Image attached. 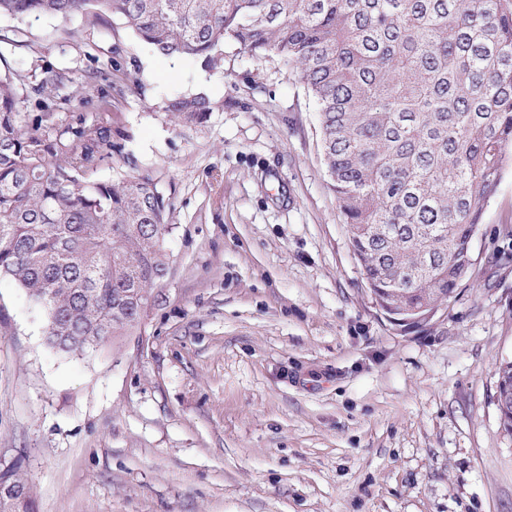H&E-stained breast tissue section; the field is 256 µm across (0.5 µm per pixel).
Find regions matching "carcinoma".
<instances>
[{
    "instance_id": "carcinoma-1",
    "label": "carcinoma",
    "mask_w": 512,
    "mask_h": 512,
    "mask_svg": "<svg viewBox=\"0 0 512 512\" xmlns=\"http://www.w3.org/2000/svg\"><path fill=\"white\" fill-rule=\"evenodd\" d=\"M0 16L112 17L155 53L219 61L231 42L295 71L319 113L323 157L366 282L399 318L447 301L512 157V0H0ZM18 74L0 72V276L46 313L63 352L127 336L170 272L168 207L157 182L91 177L112 151V115L57 127L29 116ZM211 110L170 101L182 127ZM496 399L512 433V362ZM25 490L20 461L0 482Z\"/></svg>"
}]
</instances>
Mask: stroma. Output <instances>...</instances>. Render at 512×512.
Here are the masks:
<instances>
[{
  "mask_svg": "<svg viewBox=\"0 0 512 512\" xmlns=\"http://www.w3.org/2000/svg\"><path fill=\"white\" fill-rule=\"evenodd\" d=\"M26 111L112 103L102 180L151 176L170 272L139 327L64 353L0 277V454L38 512H512V162L472 267L422 325L376 307L329 185L318 114L277 58L155 54L119 20L0 16ZM64 73L59 85L50 74ZM202 93L207 121L167 104ZM167 110L176 125L188 127L204 123L211 107L208 97L197 93L174 98L170 101ZM496 399L504 429L512 433V362L501 365L498 371Z\"/></svg>",
  "mask_w": 512,
  "mask_h": 512,
  "instance_id": "obj_1",
  "label": "stroma"
}]
</instances>
